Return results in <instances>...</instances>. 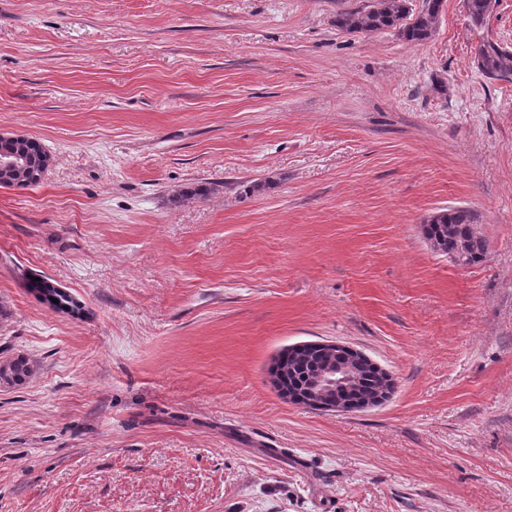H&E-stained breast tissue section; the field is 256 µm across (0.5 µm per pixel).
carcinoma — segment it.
<instances>
[{
	"label": "carcinoma",
	"mask_w": 512,
	"mask_h": 512,
	"mask_svg": "<svg viewBox=\"0 0 512 512\" xmlns=\"http://www.w3.org/2000/svg\"><path fill=\"white\" fill-rule=\"evenodd\" d=\"M443 0H425L424 8L410 14L409 0H371L363 9L339 11L334 18L336 29L346 33L370 34L396 31L410 43L429 40L439 19ZM467 17L472 25L480 26L491 15L496 0H465ZM477 70L489 79L512 80V50L496 42L481 41L473 48ZM214 192L210 185H196L179 191L175 200L202 198ZM475 215L466 207H448L430 216L423 224V234L432 247L443 254L456 252L466 257V264L474 265L486 260V242L475 230ZM336 365V354L310 350L299 352L284 361L283 376L288 387L300 389L317 370ZM34 374L29 359L18 356L0 362V384L19 386ZM382 389V381L371 371L362 370L349 386L348 397H358Z\"/></svg>",
	"instance_id": "cac0c4a2"
}]
</instances>
